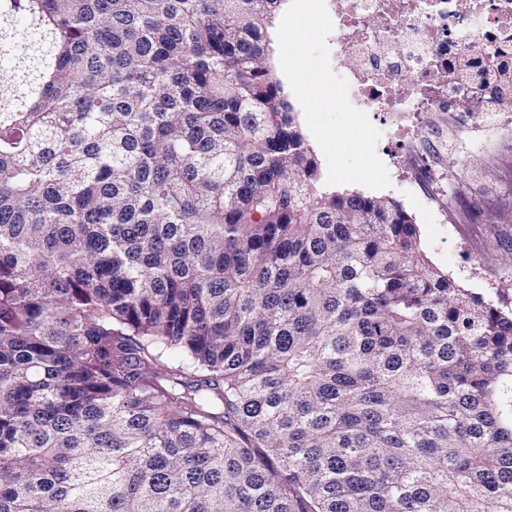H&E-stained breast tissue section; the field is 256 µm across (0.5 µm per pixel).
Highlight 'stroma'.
<instances>
[{"instance_id": "1", "label": "stroma", "mask_w": 512, "mask_h": 512, "mask_svg": "<svg viewBox=\"0 0 512 512\" xmlns=\"http://www.w3.org/2000/svg\"><path fill=\"white\" fill-rule=\"evenodd\" d=\"M369 118L382 132L376 151L384 164L412 155L421 170L448 180L435 196L421 178H392L382 192L412 217L431 264L473 292L512 298V131L471 132L437 113L397 138L403 118Z\"/></svg>"}]
</instances>
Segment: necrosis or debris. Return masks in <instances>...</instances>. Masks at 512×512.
Returning a JSON list of instances; mask_svg holds the SVG:
<instances>
[{"instance_id": "1", "label": "necrosis or debris", "mask_w": 512, "mask_h": 512, "mask_svg": "<svg viewBox=\"0 0 512 512\" xmlns=\"http://www.w3.org/2000/svg\"><path fill=\"white\" fill-rule=\"evenodd\" d=\"M331 59L349 60L352 103L366 112H445L486 122L472 87L512 70V0H325ZM466 79H459L461 60Z\"/></svg>"}]
</instances>
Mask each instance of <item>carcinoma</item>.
I'll return each instance as SVG.
<instances>
[{
    "instance_id": "carcinoma-1",
    "label": "carcinoma",
    "mask_w": 512,
    "mask_h": 512,
    "mask_svg": "<svg viewBox=\"0 0 512 512\" xmlns=\"http://www.w3.org/2000/svg\"><path fill=\"white\" fill-rule=\"evenodd\" d=\"M282 0H0V512H512V305L327 185ZM289 4H290V0H287L284 3V5L282 6V8L277 16L275 26L273 27V29L270 30V36L272 39L271 47L273 48V53H272L270 59L268 60V65L274 70V72L277 74L278 78L282 81L283 86H284V92H285L286 96L288 97V101L292 104V106L294 108V115L296 118V122H297L298 126L300 127L305 139L309 143L310 147H312L316 157L318 158V161L320 163V168H321L324 178H327L326 159H325L323 153L321 152L320 148L318 147L317 143L315 142L309 129L307 128L305 120H304L302 108H301L297 98L295 97L294 93L292 92V90L288 84V81L285 78V76L282 73L280 66H279V59H278L279 51H278V42H277L276 32H277V28H278L279 22L281 20V17L283 15V13L286 11V9L288 8Z\"/></svg>"
}]
</instances>
